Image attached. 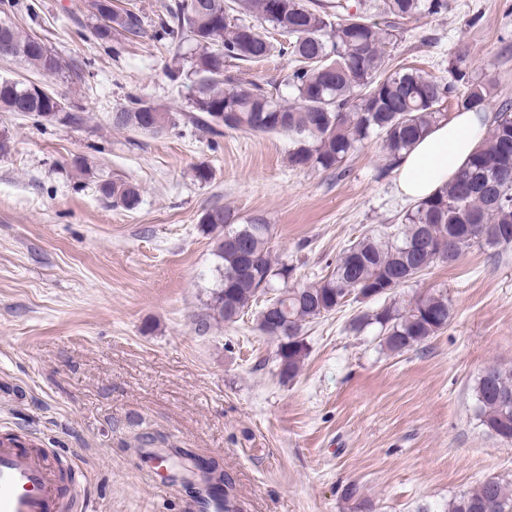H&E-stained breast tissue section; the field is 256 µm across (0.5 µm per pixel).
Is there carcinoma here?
Segmentation results:
<instances>
[{
	"label": "carcinoma",
	"mask_w": 512,
	"mask_h": 512,
	"mask_svg": "<svg viewBox=\"0 0 512 512\" xmlns=\"http://www.w3.org/2000/svg\"><path fill=\"white\" fill-rule=\"evenodd\" d=\"M373 5L355 8L347 0H164L153 37L181 50L188 46L193 76L186 119L212 135L224 131L284 134L292 143L288 164L294 168L343 172L347 159L366 142L380 141L383 171L397 168L431 127L459 112H484L492 82L472 76L465 54L457 56L448 79L418 69L385 66L387 47L398 25L422 15L448 11V0H383L390 21L380 25L369 15ZM81 10L95 17L91 30L101 45L132 40L144 32L142 15L116 5L103 13L101 0H83ZM245 14L255 23L229 18ZM266 23L288 41L291 57L279 86L270 93L260 82L244 83L233 63L267 57L273 44L260 30ZM20 48L9 55L49 77H70L75 65L48 48L36 34L0 19V46ZM0 110L44 123L83 124V112L30 80H0ZM112 127L159 135L177 126V118L139 95L112 113ZM100 193L114 208L137 209L138 186L122 179L105 180ZM199 224L212 235L220 280L207 303L206 317L235 323L270 291L257 316L258 331L278 341L275 360L282 378L292 380L304 364V326L346 306L374 300L418 278L438 263H452L472 246L512 247L496 231L512 227V104L494 113L487 135L460 173L431 198L416 202L401 216L396 233L367 235L344 249L333 270L313 285L288 286L293 268L272 260L271 227L257 218L235 223L222 205L205 209ZM282 282V286L275 282ZM448 294H422L404 306L396 303L362 311L350 322L357 333L375 326L387 351L401 355L425 344L448 327ZM512 367L490 365L474 385L477 419L487 432L512 442ZM448 512H512V489L489 479L448 503Z\"/></svg>",
	"instance_id": "cac0c4a2"
}]
</instances>
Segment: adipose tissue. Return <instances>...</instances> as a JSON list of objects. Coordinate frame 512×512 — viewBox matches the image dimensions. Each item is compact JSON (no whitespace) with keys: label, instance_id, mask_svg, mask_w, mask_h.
I'll return each instance as SVG.
<instances>
[{"label":"adipose tissue","instance_id":"ef3b65f1","mask_svg":"<svg viewBox=\"0 0 512 512\" xmlns=\"http://www.w3.org/2000/svg\"><path fill=\"white\" fill-rule=\"evenodd\" d=\"M491 119L488 112H456L434 125L400 159V192L416 201L437 193L481 144Z\"/></svg>","mask_w":512,"mask_h":512}]
</instances>
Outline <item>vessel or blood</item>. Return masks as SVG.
I'll list each match as a JSON object with an SVG mask.
<instances>
[{"mask_svg": "<svg viewBox=\"0 0 512 512\" xmlns=\"http://www.w3.org/2000/svg\"><path fill=\"white\" fill-rule=\"evenodd\" d=\"M200 512H222L221 489L200 480ZM0 512H97L83 486V472L63 469L54 450H35L15 441L0 442Z\"/></svg>", "mask_w": 512, "mask_h": 512, "instance_id": "obj_1", "label": "vessel or blood"}]
</instances>
